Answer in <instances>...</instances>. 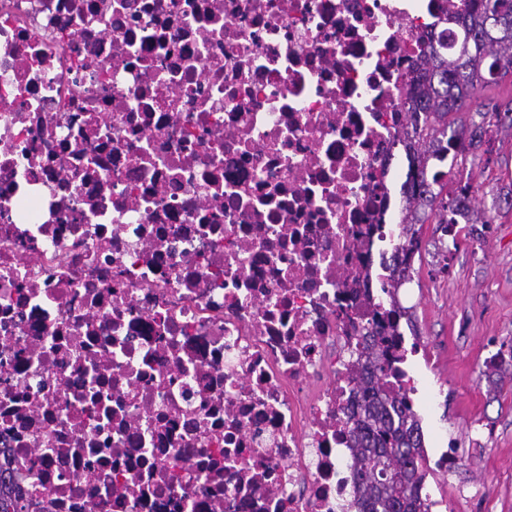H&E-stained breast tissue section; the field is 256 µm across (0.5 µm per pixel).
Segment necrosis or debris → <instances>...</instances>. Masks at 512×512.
Instances as JSON below:
<instances>
[{"mask_svg":"<svg viewBox=\"0 0 512 512\" xmlns=\"http://www.w3.org/2000/svg\"><path fill=\"white\" fill-rule=\"evenodd\" d=\"M462 0H0L20 512H357L406 92Z\"/></svg>","mask_w":512,"mask_h":512,"instance_id":"obj_1","label":"necrosis or debris"}]
</instances>
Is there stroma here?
I'll return each instance as SVG.
<instances>
[{"instance_id":"stroma-1","label":"stroma","mask_w":512,"mask_h":512,"mask_svg":"<svg viewBox=\"0 0 512 512\" xmlns=\"http://www.w3.org/2000/svg\"><path fill=\"white\" fill-rule=\"evenodd\" d=\"M492 135L496 163L473 177L481 203L512 190V128ZM421 237L413 278L399 291L407 312L400 330L432 512H512V365L489 374L484 364L512 342V209L489 224L460 225L450 254L434 225H423ZM449 448L459 457L446 473L434 461Z\"/></svg>"}]
</instances>
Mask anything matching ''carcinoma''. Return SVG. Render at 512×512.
<instances>
[{
    "instance_id": "carcinoma-1",
    "label": "carcinoma",
    "mask_w": 512,
    "mask_h": 512,
    "mask_svg": "<svg viewBox=\"0 0 512 512\" xmlns=\"http://www.w3.org/2000/svg\"><path fill=\"white\" fill-rule=\"evenodd\" d=\"M460 39L448 52L430 45L424 69L408 92L407 120L420 128L421 139L410 155L403 185L407 215L401 245L385 264V281L395 297L412 280L411 261L420 248V229L439 207L438 224L451 227L488 224L477 215L473 170L493 162L491 128H512V98L488 99L472 107L484 89L512 77V0H468L454 15ZM388 335L371 336L358 355L369 371L360 377L362 413L351 428L349 462L363 512H428L421 496L425 479L422 428L407 391L387 382L392 369L390 348L405 312L392 302L383 310ZM0 512H18L15 485L6 458L0 457Z\"/></svg>"
}]
</instances>
